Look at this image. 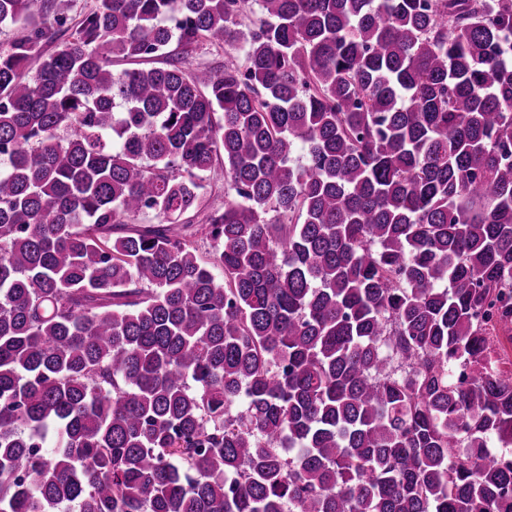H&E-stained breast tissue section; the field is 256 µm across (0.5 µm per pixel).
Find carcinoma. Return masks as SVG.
Returning a JSON list of instances; mask_svg holds the SVG:
<instances>
[{"mask_svg":"<svg viewBox=\"0 0 512 512\" xmlns=\"http://www.w3.org/2000/svg\"><path fill=\"white\" fill-rule=\"evenodd\" d=\"M255 2L0 0V512H512V0ZM235 59L243 62L244 51L240 46L222 47L210 45L207 42L200 43L193 48L187 56V67L189 70L195 68H212L219 69L227 59Z\"/></svg>","mask_w":512,"mask_h":512,"instance_id":"1","label":"carcinoma"}]
</instances>
